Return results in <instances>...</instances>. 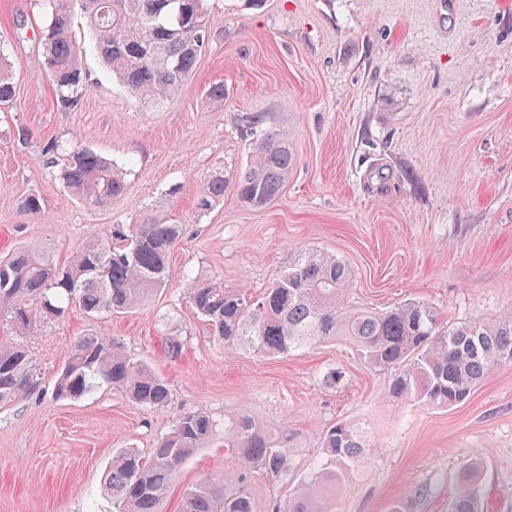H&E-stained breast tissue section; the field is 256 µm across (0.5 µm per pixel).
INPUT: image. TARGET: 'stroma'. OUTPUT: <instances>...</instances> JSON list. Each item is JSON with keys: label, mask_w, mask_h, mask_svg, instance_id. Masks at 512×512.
I'll return each instance as SVG.
<instances>
[{"label": "stroma", "mask_w": 512, "mask_h": 512, "mask_svg": "<svg viewBox=\"0 0 512 512\" xmlns=\"http://www.w3.org/2000/svg\"><path fill=\"white\" fill-rule=\"evenodd\" d=\"M45 5L0 0L15 82L13 107L0 110V256L36 244L67 262L90 235L135 223L152 204L183 238L166 288L138 310L94 318L72 306L23 336L0 326V344L27 346L40 372L35 393L0 408V512H115L114 453L149 454L183 413L220 424L238 409L288 429L298 473L320 458L328 426H369L378 451L338 512H448L456 473L475 457L487 512H512V363L455 407L398 406L384 397L388 373L347 340L279 357L233 352L186 294L200 276L259 294L291 252L311 248L349 267L354 308L421 302L452 324L512 311V0H208L213 41L181 94L158 105L112 79L73 0L86 90L72 111L39 64ZM250 114L295 154L282 192L260 208L231 184L250 162ZM76 144L124 173L125 196L98 207L65 191L64 151ZM217 172L230 181L224 198L198 210ZM30 194L42 201L35 218L20 208ZM96 335L168 383L164 409L107 387L53 397L75 340ZM219 474L255 512H272L295 486L243 472L219 431L182 466L162 512H180L192 484Z\"/></svg>", "instance_id": "35a3bbf8"}]
</instances>
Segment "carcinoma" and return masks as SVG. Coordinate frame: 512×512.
Masks as SVG:
<instances>
[{"mask_svg": "<svg viewBox=\"0 0 512 512\" xmlns=\"http://www.w3.org/2000/svg\"><path fill=\"white\" fill-rule=\"evenodd\" d=\"M90 31L112 75L145 104L177 96L211 40L205 0H81ZM42 64L50 72L61 108L75 109L85 90L80 50L71 36L69 0H47ZM0 43V105L15 97L13 77ZM252 146L250 165L238 172L240 199L262 207L276 198L294 166L287 139L262 128L258 115L242 119ZM77 199L103 207L127 193L122 173L93 150L75 148L62 172ZM226 180L210 177L197 207L224 198ZM160 205L142 211L134 224L97 234L71 260L57 264L49 252L22 247L0 260V321L19 334L62 316V302L95 317L141 307L168 281L171 249L182 237ZM349 267L336 256L301 250L269 288L250 296L242 289L202 280L189 298L224 347L288 355L343 337L367 366L390 372L385 397L396 403L451 408L464 401L498 366L512 363V313L495 319L441 326L435 308L408 302L384 312L344 306ZM107 384L133 402L160 410L170 401L167 383L104 336H83L56 376L58 399L76 400ZM39 386L32 355L24 346L0 345V406ZM216 424L203 411L187 412L159 439L149 456L125 448L112 457L107 487L117 512H159L177 471L204 447ZM290 435L245 411L224 416V447L243 470L286 476L292 471ZM322 460L300 477L288 500L272 512H336L338 497L370 455L367 431L337 422L321 441ZM222 476L206 477L187 490L182 512H254L251 498L230 493ZM448 512H482L480 466L461 465Z\"/></svg>", "mask_w": 512, "mask_h": 512, "instance_id": "carcinoma-1", "label": "carcinoma"}]
</instances>
